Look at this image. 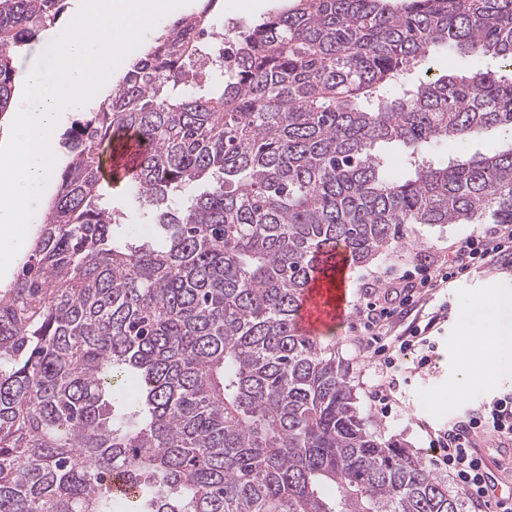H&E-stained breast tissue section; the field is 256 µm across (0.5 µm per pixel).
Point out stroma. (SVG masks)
Instances as JSON below:
<instances>
[{
	"instance_id": "35a3bbf8",
	"label": "stroma",
	"mask_w": 512,
	"mask_h": 512,
	"mask_svg": "<svg viewBox=\"0 0 512 512\" xmlns=\"http://www.w3.org/2000/svg\"><path fill=\"white\" fill-rule=\"evenodd\" d=\"M293 4L294 0H215L209 7L204 0H187L179 14L187 16L209 10L215 29L228 34L235 28L262 22L271 14L292 8ZM487 65L485 58L451 55L446 49L436 48L412 69L408 79L414 84L434 81L450 74L482 70ZM510 144L512 131L493 130L476 140L453 139L440 144L435 148V157L444 160L475 151L494 154ZM482 230L479 224L415 225L393 255H382L366 265L352 266L347 284L350 305H357L361 300L360 285L364 276H377L385 285L405 271L436 267L447 260L451 245ZM504 291L512 293V268L480 266L472 268L438 295L437 304L448 307L446 318L433 330L428 346L406 357L398 405L386 418L377 414L371 405L369 390L375 373L366 366L355 343L352 321L325 332L323 342L335 346L336 356L347 368L354 386L357 406L379 438L430 459V431L445 428L466 412L512 391V386L498 383L491 377L484 360L464 365L455 360L463 341L462 317H469L474 326L483 329L489 326L482 312L471 309L473 298ZM424 356L429 362L423 366L419 360ZM453 387L459 389L460 394L452 400L448 391Z\"/></svg>"
}]
</instances>
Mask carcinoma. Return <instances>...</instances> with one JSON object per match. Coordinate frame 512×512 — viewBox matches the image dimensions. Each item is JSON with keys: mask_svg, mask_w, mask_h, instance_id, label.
Wrapping results in <instances>:
<instances>
[{"mask_svg": "<svg viewBox=\"0 0 512 512\" xmlns=\"http://www.w3.org/2000/svg\"><path fill=\"white\" fill-rule=\"evenodd\" d=\"M66 9L0 0V115L13 56ZM210 28L173 22L64 133L57 193L0 287V512H461L295 319L339 249L364 265L413 224H512V148L430 158L512 127V0H295L202 69ZM438 46L498 66L379 98ZM129 134L158 230L141 244L116 241L101 177ZM393 145L403 180L378 153Z\"/></svg>", "mask_w": 512, "mask_h": 512, "instance_id": "carcinoma-1", "label": "carcinoma"}]
</instances>
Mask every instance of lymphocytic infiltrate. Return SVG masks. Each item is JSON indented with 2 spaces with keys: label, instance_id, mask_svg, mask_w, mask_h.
<instances>
[{
  "label": "lymphocytic infiltrate",
  "instance_id": "1",
  "mask_svg": "<svg viewBox=\"0 0 512 512\" xmlns=\"http://www.w3.org/2000/svg\"><path fill=\"white\" fill-rule=\"evenodd\" d=\"M477 264L512 267L511 224L489 225L482 233L460 242L452 252L447 270H422L418 284H407L397 293L398 303L394 307H384L375 300L356 307L354 329L358 344L377 371L378 380L371 390L377 413L391 414L401 356L422 342L425 333L440 319L439 312L428 309L436 292L446 287L453 276ZM408 314L412 315V322L403 331H395V317ZM484 434L512 442V393L431 435L432 461L437 468L448 471L465 490L474 512H512V500H491L484 485L488 465L476 443L477 437Z\"/></svg>",
  "mask_w": 512,
  "mask_h": 512
}]
</instances>
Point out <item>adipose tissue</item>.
I'll list each match as a JSON object with an SVG mask.
<instances>
[{
  "mask_svg": "<svg viewBox=\"0 0 512 512\" xmlns=\"http://www.w3.org/2000/svg\"><path fill=\"white\" fill-rule=\"evenodd\" d=\"M490 321V331L466 327V345L462 357L479 354L483 346H490L495 354L490 372L494 378L512 384V293L483 297L477 301Z\"/></svg>",
  "mask_w": 512,
  "mask_h": 512,
  "instance_id": "ef3b65f1",
  "label": "adipose tissue"
}]
</instances>
